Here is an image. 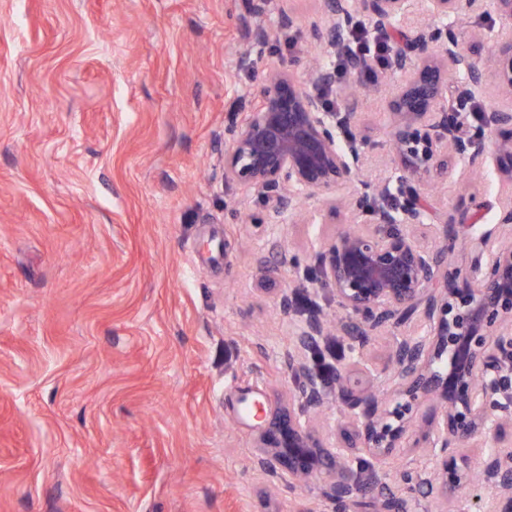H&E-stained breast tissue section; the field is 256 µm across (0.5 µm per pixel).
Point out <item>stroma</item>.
Segmentation results:
<instances>
[{"label":"stroma","instance_id":"obj_1","mask_svg":"<svg viewBox=\"0 0 512 512\" xmlns=\"http://www.w3.org/2000/svg\"><path fill=\"white\" fill-rule=\"evenodd\" d=\"M249 2L0 0V512L333 510L254 469L239 400L287 402L308 310L279 291L311 275L317 236L397 171L389 107L343 82L337 96L355 100L374 146L335 223H267L264 200L222 178L238 103L257 99L269 68L302 79L334 54L318 37L322 0H262L256 16ZM404 26L482 42L496 88L493 6ZM496 192L489 166L450 178L434 219L460 207L495 228ZM291 256L261 289L259 270Z\"/></svg>","mask_w":512,"mask_h":512}]
</instances>
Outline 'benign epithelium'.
I'll list each match as a JSON object with an SVG mask.
<instances>
[{
	"label": "benign epithelium",
	"mask_w": 512,
	"mask_h": 512,
	"mask_svg": "<svg viewBox=\"0 0 512 512\" xmlns=\"http://www.w3.org/2000/svg\"><path fill=\"white\" fill-rule=\"evenodd\" d=\"M327 43L341 52L357 17L394 39L399 78L391 94L388 134L401 174L379 190L381 205L353 229L326 240L316 253L319 276L347 321L352 359L336 368V399L345 418L333 438L311 426L325 405L327 383L305 352L331 335L312 314L293 330L288 355L294 388L288 403L264 406L243 397L253 425V463L288 487L315 484L334 512H417L413 500L388 491L382 478L364 485L359 471H384L401 448H417L426 464L395 472L422 492L425 512H458L455 493L473 483L469 449L485 448L482 482L491 498L475 496L473 512H512V137L488 151L486 134L512 129V38L497 44L498 94L469 129L465 112L446 104L447 74L462 77L454 89L462 106L487 96L478 63L481 45L464 49L453 32L443 42L423 30L397 27L414 10L456 15L461 0H324ZM318 69L299 80L284 66L270 69L258 103L243 99L240 124L229 131L221 158L224 182L254 191L269 204L268 221L283 224L302 213L304 198L334 191L358 173L369 146L357 131L352 104L330 110L319 92ZM498 172V230L474 229L457 208L438 229L422 185L435 177L483 169ZM336 221V199L304 218ZM435 232L440 245L419 237ZM474 256L466 269L452 266L461 240ZM379 336L392 337L389 361L368 356Z\"/></svg>",
	"instance_id": "benign-epithelium-1"
}]
</instances>
